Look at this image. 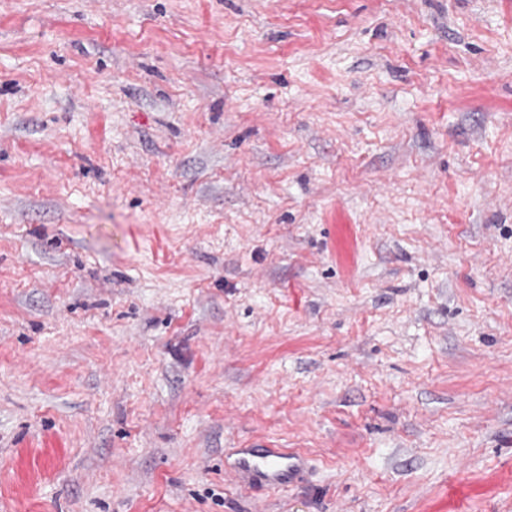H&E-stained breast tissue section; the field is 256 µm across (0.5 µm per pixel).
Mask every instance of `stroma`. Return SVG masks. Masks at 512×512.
<instances>
[{
    "label": "stroma",
    "instance_id": "stroma-1",
    "mask_svg": "<svg viewBox=\"0 0 512 512\" xmlns=\"http://www.w3.org/2000/svg\"><path fill=\"white\" fill-rule=\"evenodd\" d=\"M0 512H512V0H0ZM306 463L300 452L266 444L263 448L237 449L229 468L245 475L254 484L281 488L293 484Z\"/></svg>",
    "mask_w": 512,
    "mask_h": 512
}]
</instances>
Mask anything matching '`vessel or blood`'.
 Instances as JSON below:
<instances>
[{
  "label": "vessel or blood",
  "mask_w": 512,
  "mask_h": 512,
  "mask_svg": "<svg viewBox=\"0 0 512 512\" xmlns=\"http://www.w3.org/2000/svg\"><path fill=\"white\" fill-rule=\"evenodd\" d=\"M306 463L300 452L267 444L261 448L237 449L230 469L245 475L252 483L281 488L293 484Z\"/></svg>",
  "instance_id": "obj_1"
}]
</instances>
